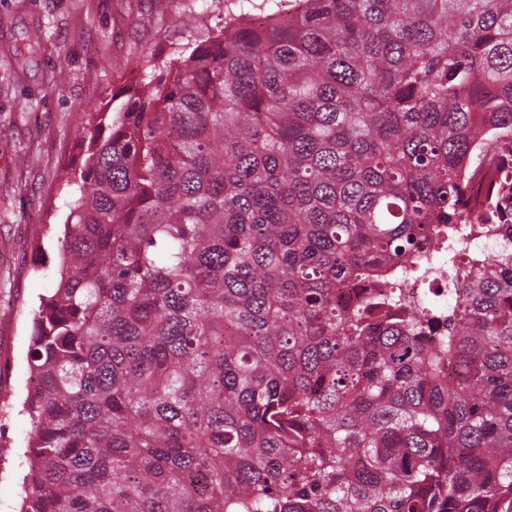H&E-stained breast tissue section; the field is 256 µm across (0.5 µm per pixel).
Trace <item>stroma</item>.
<instances>
[{"label":"stroma","mask_w":512,"mask_h":512,"mask_svg":"<svg viewBox=\"0 0 512 512\" xmlns=\"http://www.w3.org/2000/svg\"><path fill=\"white\" fill-rule=\"evenodd\" d=\"M238 11L235 0H0V512H18L31 322L55 284L93 109Z\"/></svg>","instance_id":"stroma-1"}]
</instances>
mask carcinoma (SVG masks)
<instances>
[{
    "label": "carcinoma",
    "mask_w": 512,
    "mask_h": 512,
    "mask_svg": "<svg viewBox=\"0 0 512 512\" xmlns=\"http://www.w3.org/2000/svg\"><path fill=\"white\" fill-rule=\"evenodd\" d=\"M239 2L98 108L19 512H512V0ZM422 265L429 267L425 273L419 272L397 281V286L400 288L406 304L435 303L448 311V284L447 280L440 275L438 264L429 265L427 259L424 258Z\"/></svg>",
    "instance_id": "carcinoma-1"
}]
</instances>
